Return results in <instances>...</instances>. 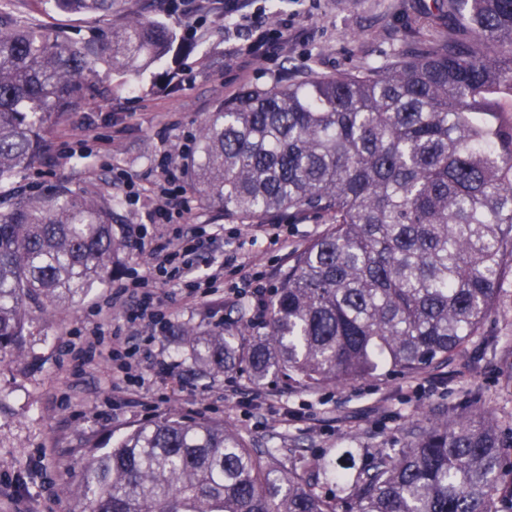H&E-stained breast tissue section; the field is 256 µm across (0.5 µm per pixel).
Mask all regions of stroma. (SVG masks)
Wrapping results in <instances>:
<instances>
[{
  "instance_id": "stroma-1",
  "label": "stroma",
  "mask_w": 512,
  "mask_h": 512,
  "mask_svg": "<svg viewBox=\"0 0 512 512\" xmlns=\"http://www.w3.org/2000/svg\"><path fill=\"white\" fill-rule=\"evenodd\" d=\"M0 6L72 38L101 39L126 21L122 12L98 22L60 14L40 0H0ZM138 9L176 31H194L198 47L180 58L171 89L155 87L151 67L133 77L98 68L83 108L42 132L35 162L0 188L5 206L62 183L111 202L114 230L125 244L113 281L124 279L128 268L143 271L150 264L131 235L135 225L145 223L144 211L126 204L124 188L113 182L116 169H123L140 193H148L160 153L181 158L216 102L248 87H268L284 72L333 74L392 56L406 30L426 25L433 0H253L251 10L263 30L287 32L288 44L244 68L234 56L242 45L236 33L242 18L225 21L217 0L205 10L187 0L180 13L166 12L161 0H140ZM81 139L88 140L91 157L57 166L59 147ZM202 227L221 233L224 248L201 253L197 275L234 252L251 269L263 271L271 288L289 256L326 229L313 220L292 224L274 246L255 236L252 225L225 221L223 212L196 204L181 230L190 235ZM157 288L169 306L166 334L126 326L125 312L113 314L124 326L123 339L138 349L145 385L136 393L113 389L111 361L83 364L68 352L79 342L78 329L92 323L94 307L111 293L110 284L93 289L79 306L39 314L22 350L0 356V512H81L76 489L91 449L111 447L113 438L132 426L171 412L224 423L254 447L275 449V462L285 470L299 455L337 459L350 448L354 467H361L367 453L400 450L410 422L425 413L460 415L481 406L501 425L512 426V281L482 335L450 364L427 369L415 380L381 374L320 392L269 387L267 405L248 411L225 398L224 389L233 384L245 398L251 387L225 374L190 371L178 335L187 325L203 329L248 321L254 315L252 298L227 304L222 284L207 302L187 296L181 283L161 282ZM161 361L171 363L168 374H158Z\"/></svg>"
}]
</instances>
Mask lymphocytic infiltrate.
<instances>
[{
	"label": "lymphocytic infiltrate",
	"instance_id": "lymphocytic-infiltrate-1",
	"mask_svg": "<svg viewBox=\"0 0 512 512\" xmlns=\"http://www.w3.org/2000/svg\"><path fill=\"white\" fill-rule=\"evenodd\" d=\"M157 167L161 173L154 194L156 204L146 207L147 223L138 225L136 242L140 248L148 250L152 266L150 273L131 269L126 281L114 284L107 300L108 308L120 307L130 309V321H142L156 326L161 332H168L170 323L166 318V304L163 297L153 289L159 280L166 282L188 280L192 268L190 256L199 247L198 241L183 239L179 229L186 223L191 211L186 186L175 171L174 161L169 153H161ZM244 263L238 262L236 256L225 257L223 263L209 274L204 281L188 280L197 298L208 297V289L215 282L223 280L225 275L246 276L253 286V295L257 305H264L268 289L260 273L245 274ZM110 319H102L99 326L91 330L80 348L82 361L90 362L98 357H110L117 363L119 383L126 388L142 386L143 378L136 365L131 362L135 348L126 346L120 334L104 338V329L110 326Z\"/></svg>",
	"mask_w": 512,
	"mask_h": 512
}]
</instances>
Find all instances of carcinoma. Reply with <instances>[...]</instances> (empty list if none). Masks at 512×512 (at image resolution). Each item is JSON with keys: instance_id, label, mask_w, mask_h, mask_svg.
<instances>
[{"instance_id": "cac0c4a2", "label": "carcinoma", "mask_w": 512, "mask_h": 512, "mask_svg": "<svg viewBox=\"0 0 512 512\" xmlns=\"http://www.w3.org/2000/svg\"><path fill=\"white\" fill-rule=\"evenodd\" d=\"M99 18L105 41H75L0 14V186L32 164L41 132L83 104L103 64L136 72L194 43L131 0H44ZM448 23L404 36L395 55L326 75H284L214 107L183 156L189 189L240 224L323 217L324 233L280 273L256 336L185 328L190 367L318 391L382 368L446 363L493 314L512 276V0H437ZM124 244L112 204L65 184L0 210V355L35 313L80 304ZM492 416L418 418L344 497L345 468L271 448L176 413L131 427L87 462L83 512H492L512 460Z\"/></svg>"}]
</instances>
